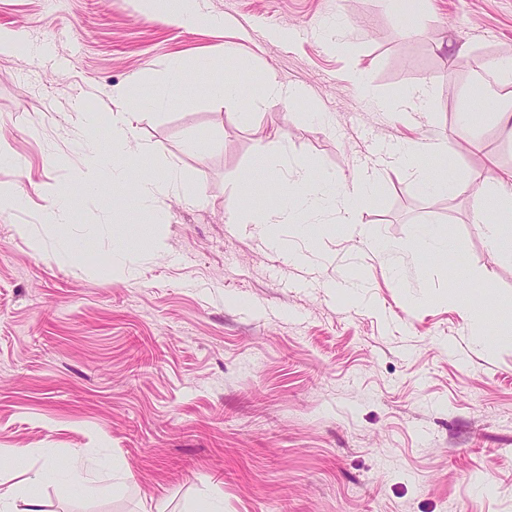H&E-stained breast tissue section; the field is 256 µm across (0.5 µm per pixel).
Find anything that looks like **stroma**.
I'll use <instances>...</instances> for the list:
<instances>
[{
    "label": "stroma",
    "mask_w": 512,
    "mask_h": 512,
    "mask_svg": "<svg viewBox=\"0 0 512 512\" xmlns=\"http://www.w3.org/2000/svg\"><path fill=\"white\" fill-rule=\"evenodd\" d=\"M201 3L223 26H176L139 0H0V28L19 34L0 52V146L14 158L0 185L24 194L0 212V484L16 480L11 455L36 470L43 453L78 452L101 483L125 476L123 493L50 481L45 512H190L206 494L224 512H512V256L472 221L512 170V138L489 118L456 126L475 92L464 67L512 58V0H422L410 25L383 0ZM228 43L239 100L187 89L138 116L158 149L138 166L185 184L156 196L153 242L113 265L116 234L148 214L108 167L119 215L80 195L52 223L42 188L78 182L84 120L108 147L116 91L154 92L175 60L224 74ZM270 77L304 98L263 101ZM422 82L426 108L379 109ZM447 137L449 155L429 151ZM402 141L426 145L418 168L385 165ZM261 153L288 182L313 164L342 190L373 170L372 198L355 224L321 213L310 238L252 223L276 211L236 193ZM442 169L459 192L423 195L422 174ZM427 227L447 228L448 255L417 250Z\"/></svg>",
    "instance_id": "stroma-1"
}]
</instances>
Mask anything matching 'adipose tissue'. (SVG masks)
<instances>
[{
    "mask_svg": "<svg viewBox=\"0 0 512 512\" xmlns=\"http://www.w3.org/2000/svg\"><path fill=\"white\" fill-rule=\"evenodd\" d=\"M191 71L182 66H173L168 74L169 84L154 93L142 95L135 91L119 92L115 98V108L109 119L112 129L109 153H101L98 148V128L88 125L86 128L87 153L81 178L87 191L98 189L101 166L111 165L112 180L116 183L135 185L136 204L145 209L155 192L177 193L182 189L178 176L171 171L151 173L144 178H136L135 157L149 153V146L143 145L135 136V122L140 111L168 106L174 99L173 90L192 79ZM254 171L262 177L266 190L277 200L276 216L279 223L293 224L297 221L300 209L319 211L327 201L331 177H324L318 187H310L308 169H299L296 181L302 185L300 193H291L279 176L268 165L266 156H258ZM476 223H488L489 244L497 251L512 254V231L508 223L512 222V172H507L497 185L475 206ZM21 481L18 485L0 488V512H43L38 489L47 480H55L62 493L75 491L91 492L95 485L80 456L67 461L54 457H45L37 471L20 469Z\"/></svg>",
    "mask_w": 512,
    "mask_h": 512,
    "instance_id": "adipose-tissue-1",
    "label": "adipose tissue"
}]
</instances>
